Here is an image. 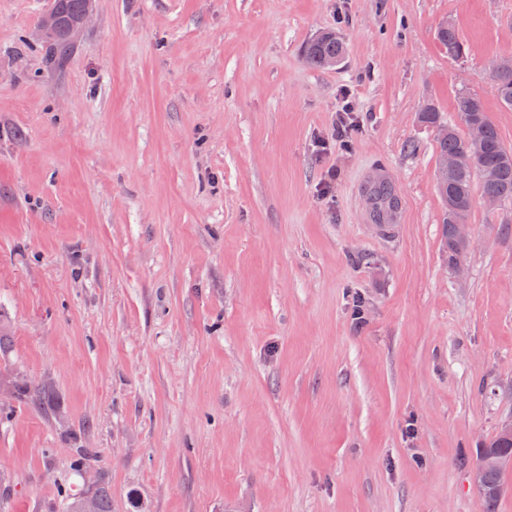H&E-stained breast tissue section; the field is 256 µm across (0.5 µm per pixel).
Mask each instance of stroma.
<instances>
[{
  "label": "stroma",
  "instance_id": "35a3bbf8",
  "mask_svg": "<svg viewBox=\"0 0 512 512\" xmlns=\"http://www.w3.org/2000/svg\"><path fill=\"white\" fill-rule=\"evenodd\" d=\"M503 57L512 0H0V512H485L512 201L474 193L456 274L421 113L478 94L512 147ZM441 45L448 50L449 56L459 57L465 51V45L458 30L451 24L443 25L438 32ZM344 54V44L340 37L325 34L313 41L307 48V56L311 64L321 66L338 63ZM497 99L505 109H512V57L500 58L493 68Z\"/></svg>",
  "mask_w": 512,
  "mask_h": 512
}]
</instances>
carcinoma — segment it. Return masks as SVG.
Here are the masks:
<instances>
[{"label": "carcinoma", "instance_id": "obj_1", "mask_svg": "<svg viewBox=\"0 0 512 512\" xmlns=\"http://www.w3.org/2000/svg\"><path fill=\"white\" fill-rule=\"evenodd\" d=\"M86 0H57V12L61 20H66L83 11ZM441 45L448 55L458 57L465 51V45L458 30L451 24L439 29ZM71 54V46L64 41L49 44L46 51V64L62 70ZM344 54V44L340 37L325 34L313 41L307 48L311 64L339 62ZM493 78L497 99L505 109H512V57L501 58L493 68ZM454 111L459 115L465 128L478 126L483 130V139L476 148L467 145L468 136L461 135L452 125L443 129L438 141L439 161L452 156L456 166L448 176H438L437 186L443 201L441 224L448 246V265H453L457 240L455 225L467 219L472 199L473 183L479 180L481 194L497 196L500 201L512 200V148L507 147L501 138L497 126L487 115L482 98L471 92H461L454 100ZM503 457H512V435L499 434L493 443L482 448L477 458L484 461V496L487 512L492 507L500 490L502 468L495 461Z\"/></svg>", "mask_w": 512, "mask_h": 512}]
</instances>
